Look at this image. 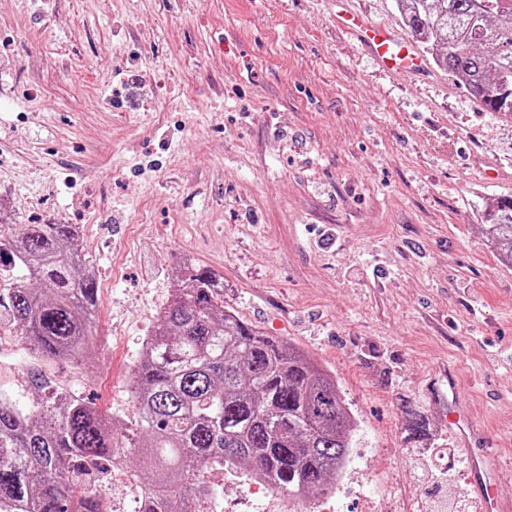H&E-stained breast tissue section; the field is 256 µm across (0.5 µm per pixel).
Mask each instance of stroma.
<instances>
[{"label":"stroma","instance_id":"stroma-1","mask_svg":"<svg viewBox=\"0 0 512 512\" xmlns=\"http://www.w3.org/2000/svg\"><path fill=\"white\" fill-rule=\"evenodd\" d=\"M334 0H0V209L73 224L98 277V365L38 360L0 333V396L43 374L135 427L132 371L184 257L224 307L335 377L357 429L318 512H478L468 452L512 486V265L487 243L512 194V128L439 69L384 72ZM428 420L408 437L404 408ZM210 512H280L214 469ZM138 512L130 481L94 486Z\"/></svg>","mask_w":512,"mask_h":512}]
</instances>
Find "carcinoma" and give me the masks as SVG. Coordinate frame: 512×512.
<instances>
[{
    "instance_id": "obj_1",
    "label": "carcinoma",
    "mask_w": 512,
    "mask_h": 512,
    "mask_svg": "<svg viewBox=\"0 0 512 512\" xmlns=\"http://www.w3.org/2000/svg\"><path fill=\"white\" fill-rule=\"evenodd\" d=\"M436 66L493 115L512 114V0H396ZM512 264V195L484 225ZM178 288L134 365L139 421L116 435L83 398L37 375L40 406L0 398V512H103L90 490L110 467L150 460L139 512H206L213 468L277 493L318 496L346 467L355 430L336 378L292 343L224 309V277L186 260ZM97 277L72 224H17L0 235V329L31 354L92 367ZM411 438L427 432L406 412Z\"/></svg>"
}]
</instances>
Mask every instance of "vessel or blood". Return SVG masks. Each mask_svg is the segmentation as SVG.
Listing matches in <instances>:
<instances>
[{
    "label": "vessel or blood",
    "mask_w": 512,
    "mask_h": 512,
    "mask_svg": "<svg viewBox=\"0 0 512 512\" xmlns=\"http://www.w3.org/2000/svg\"><path fill=\"white\" fill-rule=\"evenodd\" d=\"M336 24L350 33L388 71L423 70L421 57L404 44L392 29L347 9L337 12ZM469 479L476 491L475 500L481 512H502L498 483L490 476L482 455L475 452L469 455Z\"/></svg>",
    "instance_id": "obj_1"
}]
</instances>
